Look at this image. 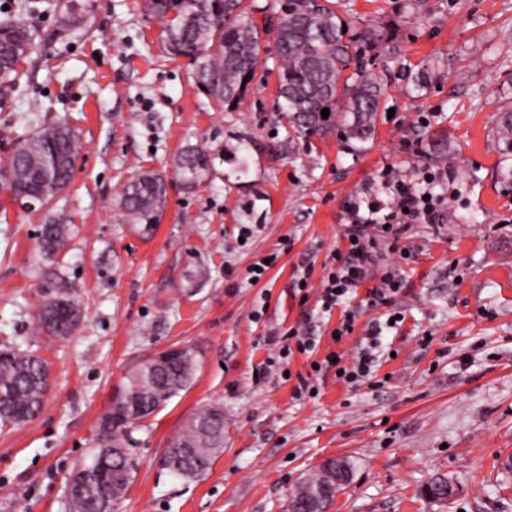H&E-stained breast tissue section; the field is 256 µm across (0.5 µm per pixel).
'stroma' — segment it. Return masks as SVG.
Returning a JSON list of instances; mask_svg holds the SVG:
<instances>
[{
    "label": "stroma",
    "instance_id": "35a3bbf8",
    "mask_svg": "<svg viewBox=\"0 0 512 512\" xmlns=\"http://www.w3.org/2000/svg\"><path fill=\"white\" fill-rule=\"evenodd\" d=\"M350 28L398 33L404 70L387 74L388 107L373 138H306L277 104L273 30L278 0H255L265 28L260 63L240 108L197 88L161 42L142 0H94L89 33L55 38V0L29 16L43 45L0 104V169L18 136L65 122L83 141L72 182L44 211L0 190V350H28L50 371L42 412L0 426V512H71L66 478L87 460L112 389L141 359L172 346L199 352L196 379L135 431L139 468L114 512H288L296 486L329 458L352 476L330 512H512V153L498 138L512 106V0H428L413 18L398 0H331ZM427 72L415 87L410 78ZM203 148L210 173L186 186L175 162ZM443 169L442 219L411 223L392 260L391 307L365 311L334 341L325 318L293 288L297 270L319 285L345 251L344 229L392 181L416 185ZM167 182L158 224L130 223L116 206L136 173ZM71 225L56 260L84 320L68 338L37 334L46 217ZM256 232L240 243V225ZM411 259H403L402 250ZM278 253L258 284L247 269ZM264 309L253 322L255 309ZM381 364L359 387L327 373L316 398H295L268 359L273 328L317 336L320 355L353 356L366 324L389 311ZM224 405V452L185 482L159 462L181 425ZM457 485L439 504L435 476Z\"/></svg>",
    "mask_w": 512,
    "mask_h": 512
}]
</instances>
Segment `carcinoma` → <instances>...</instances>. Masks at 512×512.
<instances>
[{
	"label": "carcinoma",
	"mask_w": 512,
	"mask_h": 512,
	"mask_svg": "<svg viewBox=\"0 0 512 512\" xmlns=\"http://www.w3.org/2000/svg\"><path fill=\"white\" fill-rule=\"evenodd\" d=\"M62 13L58 36L72 34L85 24L93 5L88 0H56ZM144 10L163 25L165 48L175 58H188L198 87L224 109H235L247 96L244 78L254 74L260 60L264 32L252 23L255 7L246 0H144ZM275 29L280 63L281 111L292 128L319 138L339 132L348 139L367 140L385 111L388 88L373 66L387 70L399 63L396 38L377 23L358 32L343 31V20L329 0H282ZM36 47L35 33L24 21L0 22V100L17 91L25 63ZM329 109L328 118L321 110ZM498 134L512 152V111L502 114ZM82 151L81 137L65 122L49 125L17 140L5 171L3 186L37 199L41 183L51 177L67 186ZM177 174L190 187L209 175L210 160L199 147L181 152ZM166 201V181L156 172L132 177L121 192L119 206L139 224L158 223ZM68 227L51 221L42 225L41 249L45 299L59 304L74 300L75 289L55 269V257L67 244ZM198 357L161 366L142 359L125 373L112 392V414L98 416L94 465L76 466L69 478L83 481L81 512H103L102 503L115 504L125 497L138 462L133 458V432L155 411L187 389L195 380ZM49 387L45 362L20 349L0 352V423L24 425L42 411ZM224 452V405L217 402L185 422L164 453L165 470L196 479ZM335 462L325 461L292 492L289 512H324L333 501H321L318 489L328 481Z\"/></svg>",
	"instance_id": "1"
}]
</instances>
